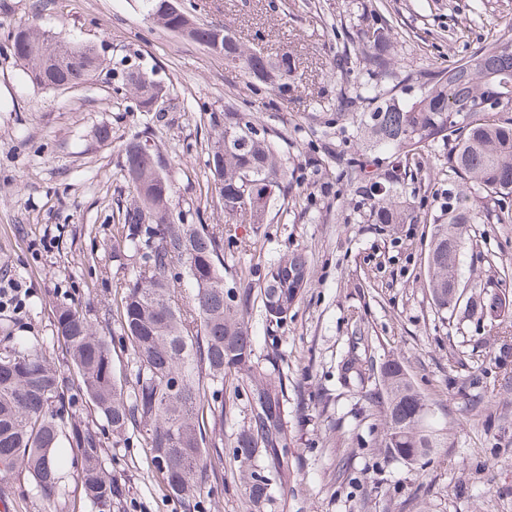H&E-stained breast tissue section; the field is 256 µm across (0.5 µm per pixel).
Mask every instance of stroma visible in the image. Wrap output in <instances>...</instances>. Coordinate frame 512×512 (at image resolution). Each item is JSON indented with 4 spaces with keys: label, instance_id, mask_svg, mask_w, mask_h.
<instances>
[{
    "label": "stroma",
    "instance_id": "35a3bbf8",
    "mask_svg": "<svg viewBox=\"0 0 512 512\" xmlns=\"http://www.w3.org/2000/svg\"><path fill=\"white\" fill-rule=\"evenodd\" d=\"M184 0L198 22L224 25L240 41L276 57L291 54L296 69L287 95L253 88L208 49L146 18L138 0H0V282L22 288L18 310H1L0 327L35 339L64 375L73 369L56 339L54 306L82 307L93 322L111 312L134 263L112 243L127 200L122 148L147 136L175 184L186 223L221 231L224 212L205 166L209 115L232 102L285 140L293 175L290 194L271 223L255 233L256 248L224 246L226 275L242 267L264 273L297 252L310 278L287 322L268 333L260 306L247 320L257 353L282 355L291 448L289 471L262 510L246 494L247 480L216 465L224 484L204 498L202 512H512V364L499 368L497 319L457 309L438 316L429 292L430 229L447 197L448 176L436 151L420 153L422 172L400 191L412 213L404 224H374L370 202L344 178L383 173L384 155L358 144L337 100L354 95L358 67L336 70L340 56L361 47L346 34L381 16L392 27L400 63L437 68L493 39L512 40V0ZM35 22L57 40L95 45L100 72L84 86L41 89L25 79L8 49L10 31ZM137 64L168 87L162 112L137 111L113 70ZM111 136L103 140L100 128ZM316 157L319 180L307 177ZM334 191L322 196L319 181ZM469 296L507 294L512 281V223L477 225L462 262ZM356 351L369 367L399 360L415 388L433 403L448 445L413 464L392 459L380 441L385 419L370 399L374 385L344 388L338 365ZM104 458L125 487L117 512H183L152 477L137 440L106 447ZM11 512H91L73 478L61 499L43 501L26 475L0 480Z\"/></svg>",
    "mask_w": 512,
    "mask_h": 512
}]
</instances>
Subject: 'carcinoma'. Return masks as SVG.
I'll return each mask as SVG.
<instances>
[{
    "instance_id": "1",
    "label": "carcinoma",
    "mask_w": 512,
    "mask_h": 512,
    "mask_svg": "<svg viewBox=\"0 0 512 512\" xmlns=\"http://www.w3.org/2000/svg\"><path fill=\"white\" fill-rule=\"evenodd\" d=\"M146 14L170 31L173 16H161L162 0H142ZM222 32L224 65L288 94V75L295 61L284 54L272 59L241 44L223 26L200 23L188 39L208 43ZM12 55L27 80L54 88L78 86L99 68L94 46L61 43L24 23L11 33ZM362 44L360 64L367 80L353 100L352 118L363 136L362 147L388 154L384 181L367 180L360 193L372 200L369 218L375 224H403L408 217L397 185L402 170L417 151L431 145L444 149L448 178L467 191L454 195L433 221L428 254L429 288L437 311L445 314L459 304L461 263L468 227L495 214L498 224L512 215L496 211L512 195V110L496 111L492 103L512 100V49L495 39L466 58L444 68L400 70L391 34L384 20L356 29ZM120 82L141 112H151L167 87L154 71L130 66ZM214 132L207 158L223 153V165L208 167L226 221L221 232L203 224H186L174 216V183L159 153L142 152L147 141L132 137L122 149L123 178L131 201L121 213L114 236L139 257L134 275L124 282L112 313L134 361L133 373L115 372L112 349L77 306L54 308L57 341L75 372L78 386L49 361L39 345L3 336L0 351V477L24 471L35 494L51 501L59 495L67 464L76 468L80 500L94 512H113L124 488L105 463L106 441L93 423L67 421L64 410L74 405L72 389L104 418L112 445L136 433L166 494L183 512H199L201 496L212 487V458L224 456V387L228 379L247 380V424L231 441L237 469L249 474L248 500L257 506L271 496L288 463L284 382L280 371H259L256 341L248 309L261 301L267 321L279 326L288 319L310 272L304 256L294 253L268 266L259 291L251 286L225 287L224 239L239 241L241 250L255 249L251 237L237 236L240 224H265L272 209L288 193V168L280 159L274 131L253 114L232 103L210 114ZM494 311L512 336V314L506 299L473 302L472 309ZM339 379L348 388L364 389L368 380L354 354L340 362ZM385 427L380 446L403 462L416 461L447 443L419 429L425 419L437 426L431 404L417 391L396 360L381 367Z\"/></svg>"
}]
</instances>
